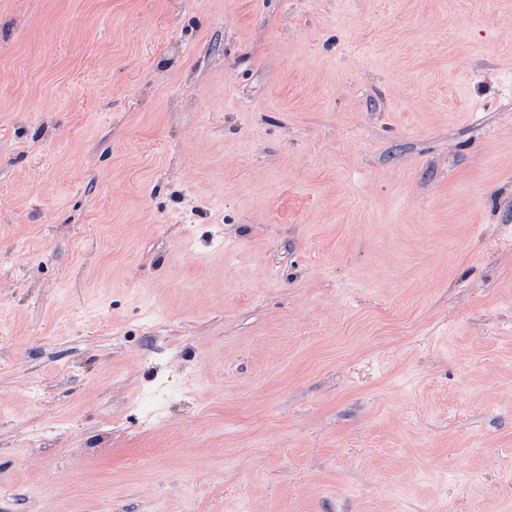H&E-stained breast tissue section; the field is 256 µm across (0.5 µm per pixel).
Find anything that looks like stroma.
<instances>
[{"mask_svg":"<svg viewBox=\"0 0 512 512\" xmlns=\"http://www.w3.org/2000/svg\"><path fill=\"white\" fill-rule=\"evenodd\" d=\"M0 512H512V0H0Z\"/></svg>","mask_w":512,"mask_h":512,"instance_id":"1","label":"stroma"}]
</instances>
